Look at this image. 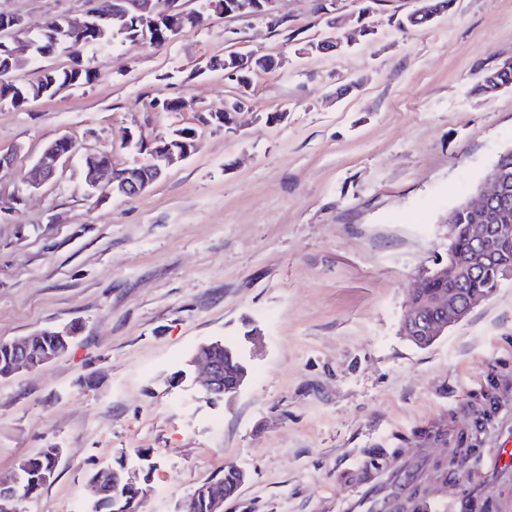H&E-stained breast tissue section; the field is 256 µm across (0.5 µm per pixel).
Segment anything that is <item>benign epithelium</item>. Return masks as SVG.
<instances>
[{
  "label": "benign epithelium",
  "mask_w": 512,
  "mask_h": 512,
  "mask_svg": "<svg viewBox=\"0 0 512 512\" xmlns=\"http://www.w3.org/2000/svg\"><path fill=\"white\" fill-rule=\"evenodd\" d=\"M277 0H212L210 6L224 13L226 18H260L268 27L277 28L283 24L275 8ZM133 18L137 28L143 35L153 32L162 40H167L195 21L190 11L182 8L180 0H111L94 3V7L87 13L84 20H71L66 17L48 18L40 33L52 31V44L57 46L68 42L74 37L97 35L106 30L117 21ZM0 33L3 34V43L0 50L4 51L6 64L0 66L1 70L9 71L32 62L30 48L27 46L31 32L22 23L21 18L0 14ZM283 58L276 56L272 59L263 54H241L230 52L222 59L208 62L210 69L224 70V78L239 81L244 84L242 72H257L263 67L281 68ZM151 148L152 162L148 172L139 169L121 170L112 164V154L107 151L88 153L83 159L85 184L91 189H107L121 191V194L135 198L158 181L166 168L186 159L191 148L180 140L157 139L148 144ZM74 141L66 136H60L45 150L41 161L37 164L31 175L32 187H39L52 180L56 174L55 164L61 159H69L75 153ZM488 188L480 189L477 195L461 204V208L472 212L476 216V223L467 225V235L470 249L460 254L455 245L448 244V260L438 265L434 270L422 275L413 290V300L400 322V334L406 339L415 342L420 336L439 338L448 328L463 321L468 314L487 294L473 292L467 288L468 282L479 275L484 267L497 256L500 246L512 238V224H493L495 210L506 207L509 197L504 190L505 180L499 168L489 171L486 177ZM429 280H443L452 284L446 292L425 298L424 301L415 300L424 285ZM14 348V361L8 375L22 370L30 369L29 346L30 338L11 342ZM203 370L197 380L203 392L209 397L224 399L234 397L241 389L243 382L227 387L224 385V365L210 357L202 356ZM99 477L110 481L112 485L126 484L138 486L139 477L134 471L124 470L117 473L111 469L99 471ZM23 478L20 471L4 481L0 480V512H25L23 503L29 496L22 492Z\"/></svg>",
  "instance_id": "obj_1"
}]
</instances>
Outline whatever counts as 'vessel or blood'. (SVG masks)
Wrapping results in <instances>:
<instances>
[{"mask_svg": "<svg viewBox=\"0 0 512 512\" xmlns=\"http://www.w3.org/2000/svg\"><path fill=\"white\" fill-rule=\"evenodd\" d=\"M503 413L508 423L495 429L494 449L490 455L481 456L479 468L468 476L469 482L480 484L491 475L512 476V407H504ZM350 475L353 487L364 494L375 493L390 480H399V490L385 498L383 512H512V495L489 497L476 492L447 500L422 489L417 469L401 450L388 454L380 464L351 469Z\"/></svg>", "mask_w": 512, "mask_h": 512, "instance_id": "1", "label": "vessel or blood"}]
</instances>
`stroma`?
Returning <instances> with one entry per match:
<instances>
[{
	"label": "stroma",
	"mask_w": 512,
	"mask_h": 512,
	"mask_svg": "<svg viewBox=\"0 0 512 512\" xmlns=\"http://www.w3.org/2000/svg\"><path fill=\"white\" fill-rule=\"evenodd\" d=\"M88 0H0L31 29L80 17ZM285 22L203 21L162 45L120 38L62 50L16 71L73 60L84 84L0 108V343L79 330L59 358L0 379V477L43 448L62 456L26 512H94L92 473L151 459L140 512L181 502L233 465L247 480L224 512H336L345 469L403 449L429 478L451 456L423 427L474 430L489 384L512 396V282H503L431 347L399 335L412 290L446 260L448 212L512 149V88L475 94L512 59V0H454L423 27L400 29L414 0H381L332 54H299L327 34L316 0H280ZM271 53L284 67L253 76L232 129L209 119L237 94L226 52ZM186 101L181 112L162 101ZM286 118L269 123L270 112ZM190 155L143 195L89 189L86 153L145 162L129 138L174 129ZM66 135L77 152L39 188L23 178ZM261 330V352L232 404L210 402L188 360L209 341Z\"/></svg>",
	"instance_id": "35a3bbf8"
}]
</instances>
